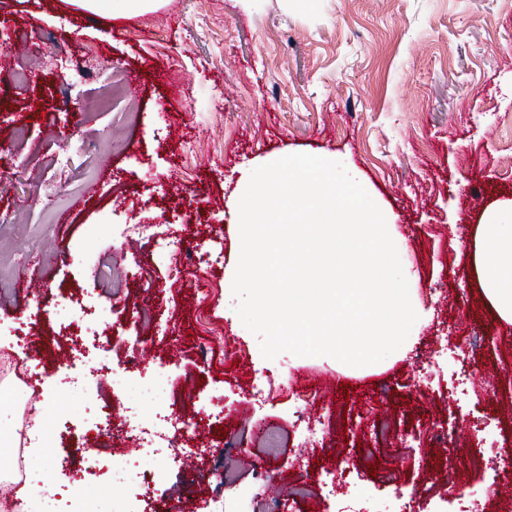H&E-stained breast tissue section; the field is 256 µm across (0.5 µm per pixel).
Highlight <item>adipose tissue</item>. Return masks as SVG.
I'll use <instances>...</instances> for the list:
<instances>
[{
    "label": "adipose tissue",
    "mask_w": 512,
    "mask_h": 512,
    "mask_svg": "<svg viewBox=\"0 0 512 512\" xmlns=\"http://www.w3.org/2000/svg\"><path fill=\"white\" fill-rule=\"evenodd\" d=\"M473 264L481 291L498 318L512 324V224L478 225Z\"/></svg>",
    "instance_id": "ef3b65f1"
}]
</instances>
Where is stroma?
I'll use <instances>...</instances> for the list:
<instances>
[{
  "mask_svg": "<svg viewBox=\"0 0 512 512\" xmlns=\"http://www.w3.org/2000/svg\"><path fill=\"white\" fill-rule=\"evenodd\" d=\"M0 31L12 38L11 68L32 73L25 87L0 73V168L24 171L22 185L0 180V263L13 281L35 282L42 304L36 313L31 297L0 298V359L35 357L67 372L48 318L63 291L104 308L119 296L149 299L154 324L131 320L126 329L148 340L139 365L175 360L185 376L176 411L209 403L201 435L157 476L159 512H206L236 496L279 500L283 512H371L397 486L416 512H469L471 492L493 478L471 465L476 446L512 440V325L480 296L470 259L477 225L512 213L504 165L512 157V0H162L114 18L69 0H0ZM115 74L142 81L109 110H94ZM299 153L340 162L382 210L427 314L405 356L348 375L331 357L268 360L242 324L230 288L241 172ZM57 196L70 219L44 223ZM151 222L195 254L218 253L214 265L185 273L186 281L206 276L207 301L169 280L150 239L120 230ZM62 251L69 260H58ZM25 315L38 343L10 337ZM475 335L483 345L461 352ZM259 372L287 389L336 385L319 398L336 413L330 436L300 447L288 399L237 419L222 414L218 400L245 391ZM343 382L349 392H340ZM0 387L10 392L0 400V438L20 433L29 445L42 425L94 437L123 415L113 405L87 419L63 390L36 397L11 376ZM384 415L415 433L412 445L375 447L373 423ZM439 421L464 441L457 470L465 480L450 492L437 482L446 457L427 441ZM245 435L249 446H233ZM358 452L376 458L375 468L345 472L347 493L332 495L320 468ZM297 480L307 481L306 493L289 497Z\"/></svg>",
  "mask_w": 512,
  "mask_h": 512,
  "instance_id": "1",
  "label": "stroma"
}]
</instances>
